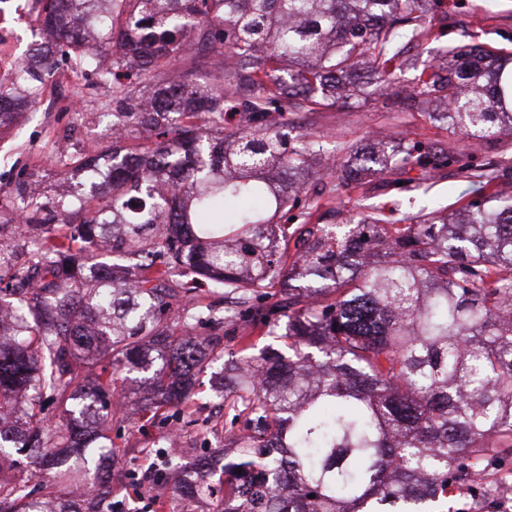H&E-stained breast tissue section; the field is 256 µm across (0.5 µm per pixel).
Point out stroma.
<instances>
[{
  "instance_id": "obj_1",
  "label": "stroma",
  "mask_w": 512,
  "mask_h": 512,
  "mask_svg": "<svg viewBox=\"0 0 512 512\" xmlns=\"http://www.w3.org/2000/svg\"><path fill=\"white\" fill-rule=\"evenodd\" d=\"M437 12L448 15L446 26L434 49L457 47H493L512 54V0H441ZM38 12L36 0H9L6 22L0 27V80H6L14 63L27 59L37 46L30 24ZM112 96L111 88L100 89L98 96H79L77 78L67 65H60L48 82L37 111L28 113L13 134L0 140V182L26 179L37 182L41 198L55 194L63 174L51 164V145L61 134L71 132L79 147L89 152H103L112 146L111 117L102 115L97 101ZM323 135L328 146L339 143L368 145L369 132L381 130L426 146L454 148L478 163L512 161V136L506 143L489 142L472 146L460 134L445 125L430 121L415 112L402 111L400 105L384 107L381 101L356 102L351 106L318 115L313 127ZM405 177L411 188L391 190L380 179H370L367 187L350 188L337 196L335 206L343 217H350L368 207H376L391 218L411 216L421 210L442 206L456 209L460 198L474 199L475 186L464 181L455 168L439 170L429 179L420 167L411 165ZM212 375L200 376V385L181 412L167 411L152 419L127 418L124 414H108L95 418L94 425L116 450V499L122 512H180L182 505L173 491L183 476L196 472L202 455H214L224 445L227 413L212 394ZM181 424L186 436L178 470L169 472L162 481L154 482L156 502L143 499L130 476H142L156 461V451L171 447L170 429Z\"/></svg>"
}]
</instances>
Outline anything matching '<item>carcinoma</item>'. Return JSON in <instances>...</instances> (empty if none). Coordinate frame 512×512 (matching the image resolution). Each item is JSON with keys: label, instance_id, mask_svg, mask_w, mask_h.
<instances>
[{"label": "carcinoma", "instance_id": "1", "mask_svg": "<svg viewBox=\"0 0 512 512\" xmlns=\"http://www.w3.org/2000/svg\"><path fill=\"white\" fill-rule=\"evenodd\" d=\"M56 39L0 83V138L42 99L57 57L96 90L112 84V149L52 162L82 194L45 201L0 184L14 219L47 232L13 284L18 316L0 329V512H100L112 481L62 495L112 457L88 421L110 405L117 370L144 374L157 412L188 402L211 347L242 323L285 321L282 347L227 353L224 399L243 407L224 436V494L213 512H436L512 454V167L461 162L393 134L377 152L331 159L313 116L356 97H387L399 66L414 72L407 111L482 144L512 130V73L471 47L408 55L441 21L430 0H38ZM101 31L91 43L75 24ZM215 68L203 89L196 73ZM459 165L480 196L448 213L398 221L363 211L344 224L312 213L325 168L340 193L369 175L403 183L409 165ZM219 200L236 205L217 224ZM297 208L303 223L275 221ZM121 262L107 265L101 253ZM305 286L291 287L294 280ZM224 294L202 308L197 289ZM280 300L263 303L269 289ZM200 324L209 335L187 330ZM56 405L53 425L18 400ZM26 451L50 475L19 469ZM208 491L201 475L182 499Z\"/></svg>", "mask_w": 512, "mask_h": 512}]
</instances>
